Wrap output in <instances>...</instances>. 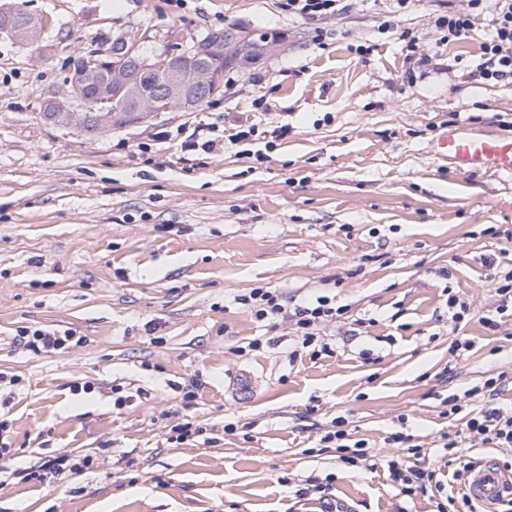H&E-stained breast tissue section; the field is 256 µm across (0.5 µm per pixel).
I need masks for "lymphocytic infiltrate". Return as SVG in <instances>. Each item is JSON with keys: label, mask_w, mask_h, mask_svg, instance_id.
<instances>
[{"label": "lymphocytic infiltrate", "mask_w": 512, "mask_h": 512, "mask_svg": "<svg viewBox=\"0 0 512 512\" xmlns=\"http://www.w3.org/2000/svg\"><path fill=\"white\" fill-rule=\"evenodd\" d=\"M485 12L491 15L492 34L482 45L484 60L479 66V73L486 80L512 78V0H468L467 9L439 17L437 25L444 30L445 41L459 40L472 31L475 16ZM342 314V308L333 305L326 296L295 309L292 316L294 333L300 347L306 349L310 357L331 354L332 348L321 338L320 328ZM73 340L71 331L45 328L21 330L16 338L18 345L37 357L70 349ZM500 390L501 380L497 377L487 378L482 386L473 387V394L486 396L488 403L468 412L463 411L456 397H449L448 416L459 415L463 418L459 429L442 435V456L448 465L453 466L455 479L469 477L475 465L474 458L463 455V444L512 448V409L491 403ZM320 441L335 448L339 460L347 468L366 467L372 460L365 440L352 439L343 419H334L331 429L324 432ZM389 441L404 450L402 456L387 462L389 477L400 495L408 498L418 495L430 497L435 512H475V506L468 497L441 495L439 472L432 467L423 448L413 444L411 435L395 432L390 435Z\"/></svg>", "instance_id": "lymphocytic-infiltrate-1"}]
</instances>
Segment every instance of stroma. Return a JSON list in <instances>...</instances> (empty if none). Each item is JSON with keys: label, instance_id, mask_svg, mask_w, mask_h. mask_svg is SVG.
<instances>
[{"label": "stroma", "instance_id": "35a3bbf8", "mask_svg": "<svg viewBox=\"0 0 512 512\" xmlns=\"http://www.w3.org/2000/svg\"><path fill=\"white\" fill-rule=\"evenodd\" d=\"M283 2L27 0L47 45L0 38V372L17 379L0 512H431L384 467L350 473L326 426L344 417L383 459L401 430L435 458L458 427L444 398L499 375L512 404V316L482 323L484 260H512V173L463 175L434 151L452 129L512 139V79L476 69L489 16L446 44L436 20L467 0H342L321 20ZM131 27L150 47L228 28L284 46L190 112L94 136L47 120L68 59ZM244 124L256 135L231 141ZM197 126L212 152L186 148ZM261 286L290 311L333 297V354L291 358L292 321L235 302ZM452 293L470 306L458 328ZM24 327L82 344L35 357ZM457 335L472 346L453 355ZM242 370L256 387L239 399ZM195 380L205 433L169 443L165 413ZM62 454L82 471L28 479ZM312 479L325 498L301 495Z\"/></svg>", "mask_w": 512, "mask_h": 512}]
</instances>
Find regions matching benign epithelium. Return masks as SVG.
<instances>
[{
    "instance_id": "obj_1",
    "label": "benign epithelium",
    "mask_w": 512,
    "mask_h": 512,
    "mask_svg": "<svg viewBox=\"0 0 512 512\" xmlns=\"http://www.w3.org/2000/svg\"><path fill=\"white\" fill-rule=\"evenodd\" d=\"M18 13L13 0L1 3L0 29L12 33L22 45L41 43L48 31L46 20L19 26ZM141 42L139 31L125 30L113 36L107 51L81 54L78 68L65 80V94L45 102L46 117L61 126L98 134L120 121L121 110L133 113V125L149 122L166 112L190 111L205 95L223 86L224 71L206 59L204 44L199 41H166L150 55L142 53ZM207 42L224 46V56L241 70L252 59L278 49V44L267 39L256 41L240 33L226 37L215 32ZM154 74L158 76L156 84L143 90V79ZM119 96L126 102L124 109L115 105Z\"/></svg>"
}]
</instances>
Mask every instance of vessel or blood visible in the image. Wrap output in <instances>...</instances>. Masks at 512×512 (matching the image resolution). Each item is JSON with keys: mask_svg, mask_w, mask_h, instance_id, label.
Instances as JSON below:
<instances>
[{"mask_svg": "<svg viewBox=\"0 0 512 512\" xmlns=\"http://www.w3.org/2000/svg\"><path fill=\"white\" fill-rule=\"evenodd\" d=\"M436 148L461 173H512V141L497 136L450 131L437 140ZM467 490L484 512H493L503 493L512 490V474L486 459L472 471Z\"/></svg>", "mask_w": 512, "mask_h": 512, "instance_id": "1", "label": "vessel or blood"}]
</instances>
